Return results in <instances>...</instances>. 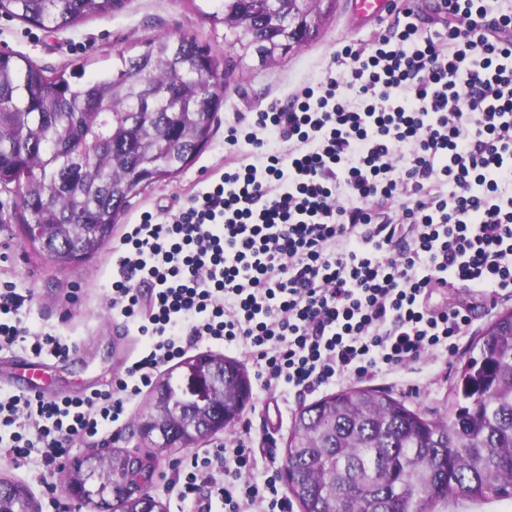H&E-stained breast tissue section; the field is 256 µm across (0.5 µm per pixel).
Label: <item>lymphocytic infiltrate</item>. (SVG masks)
<instances>
[{"label": "lymphocytic infiltrate", "mask_w": 512, "mask_h": 512, "mask_svg": "<svg viewBox=\"0 0 512 512\" xmlns=\"http://www.w3.org/2000/svg\"><path fill=\"white\" fill-rule=\"evenodd\" d=\"M439 9L445 35L404 9L370 49L344 46L322 80L230 125L225 144L250 162L213 173L170 218L126 225L110 309L138 356L83 397L0 392L1 450L63 467L202 343L246 347L261 389L306 395L447 360L470 319L431 308L434 289L512 295V14ZM25 301L0 284V350L69 357L61 337L29 331ZM252 443L245 430L195 453L169 493L196 498L199 475L218 471L223 512H288L275 478L251 479Z\"/></svg>", "instance_id": "obj_1"}]
</instances>
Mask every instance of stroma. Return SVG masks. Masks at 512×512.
Returning a JSON list of instances; mask_svg holds the SVG:
<instances>
[{"mask_svg":"<svg viewBox=\"0 0 512 512\" xmlns=\"http://www.w3.org/2000/svg\"><path fill=\"white\" fill-rule=\"evenodd\" d=\"M215 0H127L125 8L108 17L94 16L59 32H51L0 12V51L21 54L47 71L84 66L86 74L101 72L116 54L137 53L145 41L159 36L190 37L210 46L224 72L223 105L212 136L198 157L176 176L156 182L131 199L115 224L112 237L120 239L125 225L138 221L142 212L166 214L186 204L192 191L212 171L234 161L224 143L225 130L236 117L286 103L291 93L320 80L331 66L336 51L348 43L367 44L396 19L387 14L368 22L357 21L350 0H336V8L324 17L314 39L302 48L280 57L275 63H260L252 56H241L239 49L225 40L223 25L209 15ZM15 197L0 193V270L6 271L27 301L22 309L30 331L50 332L72 343L76 351L68 359L47 358L45 391L55 396H76L81 391L109 389L124 374L127 358L139 347L136 336L127 333L109 308L112 288V247L103 248L88 261L64 267L36 255L26 245L17 224L11 223ZM431 305L462 308L472 319L467 333L459 340L447 368L426 365L415 374L397 371L386 376L358 379L361 387L388 391L404 398L409 407L428 417L441 418L450 411L449 392L455 370L472 353L480 329L502 311L512 309V297L489 302L462 287L435 289ZM250 397L241 414L224 430L201 440V447L215 441H228L249 427L255 438L252 471L257 481L280 477L284 450L301 407L315 402V395H289L262 390L251 383ZM152 390H145L134 402L126 423L113 429L111 447L144 456L150 443L138 431L140 417L149 408ZM193 453L192 448L164 451L159 455L160 474L151 490L164 512H204L210 481L202 479L193 507L181 509L167 492L176 478L178 466ZM68 468L46 467L39 454L16 463L0 455V479L23 484L33 499L36 512H95L93 505L81 504L64 492Z\"/></svg>","mask_w":512,"mask_h":512,"instance_id":"1","label":"stroma"}]
</instances>
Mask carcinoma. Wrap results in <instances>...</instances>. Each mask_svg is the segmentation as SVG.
I'll return each mask as SVG.
<instances>
[{
	"instance_id": "obj_1",
	"label": "carcinoma",
	"mask_w": 512,
	"mask_h": 512,
	"mask_svg": "<svg viewBox=\"0 0 512 512\" xmlns=\"http://www.w3.org/2000/svg\"><path fill=\"white\" fill-rule=\"evenodd\" d=\"M126 0H0V11L63 30L90 16L124 9ZM290 0H222L210 14L233 36L242 56L266 61L281 44L263 36L270 7ZM212 65L208 46L163 36L135 56L120 52L109 74H45L27 58L0 51V188L18 197L13 219L39 224L32 248L58 264L92 258L111 238L129 200L192 163L209 142L222 106L193 79ZM478 354L458 371L456 401L446 421L427 419L387 392L349 387L300 409L286 448L291 492L302 512H429L449 496L512 499V311L478 336ZM216 369L214 408L224 428L245 406L250 384L236 360L201 355ZM108 480L126 478L114 449ZM120 512H158L146 494L118 503ZM26 490L0 493V512H27Z\"/></svg>"
}]
</instances>
